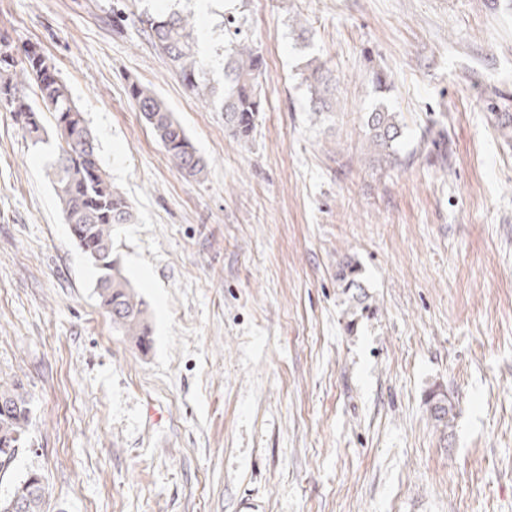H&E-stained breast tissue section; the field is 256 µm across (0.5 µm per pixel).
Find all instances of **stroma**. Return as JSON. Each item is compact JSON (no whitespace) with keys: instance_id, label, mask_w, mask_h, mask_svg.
Returning a JSON list of instances; mask_svg holds the SVG:
<instances>
[{"instance_id":"35a3bbf8","label":"stroma","mask_w":512,"mask_h":512,"mask_svg":"<svg viewBox=\"0 0 512 512\" xmlns=\"http://www.w3.org/2000/svg\"><path fill=\"white\" fill-rule=\"evenodd\" d=\"M173 10L215 87L225 17L262 54L248 142L142 36V13ZM4 31L50 58L132 207L114 251L152 330L144 351L113 329L53 145L0 112V384L32 398L14 472L44 476L43 512H512V0H0ZM313 58L336 80L319 117ZM134 84L204 180L173 166ZM381 101L403 125L391 169L364 156ZM129 95L136 111L168 153L177 171L193 180L204 179L207 162L198 154L184 128L164 101L142 85H131Z\"/></svg>"}]
</instances>
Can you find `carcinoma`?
I'll return each instance as SVG.
<instances>
[{
    "label": "carcinoma",
    "instance_id": "1",
    "mask_svg": "<svg viewBox=\"0 0 512 512\" xmlns=\"http://www.w3.org/2000/svg\"><path fill=\"white\" fill-rule=\"evenodd\" d=\"M139 23L143 34L166 58L184 87L191 93L204 94L208 89V64L195 51L190 16L179 12H145L139 17ZM226 31L224 90L219 107L224 112V127L230 135L246 142L252 137L263 111L259 87L264 59L249 39L241 36V29L228 27ZM303 80L310 93L312 111H333L334 103L328 97L330 76L324 65L310 60ZM32 81L38 89L37 103L29 100L26 93ZM129 95L177 171L193 180L204 179L207 162L164 101L142 85H132ZM0 110L11 113L36 144L46 141L43 114L52 115L58 147L47 176L62 214L72 237L99 272L97 293L112 325L142 350L150 349L148 305L131 286L113 251L116 227L132 222L131 206L106 175L96 144L87 149L73 147L70 138L86 131L87 124L72 101L66 83L40 48L24 49L21 59L0 50ZM364 126L369 163L381 168L401 165L397 144L402 126L396 113L381 102L366 113ZM0 406L8 408V413L0 412V478L10 479V497L23 503L24 512H43L48 488L42 475L35 471L14 475V464L26 451L33 417L31 400L22 382L0 385ZM429 407L435 422L448 427L454 415L445 397L433 395Z\"/></svg>",
    "mask_w": 512,
    "mask_h": 512
}]
</instances>
